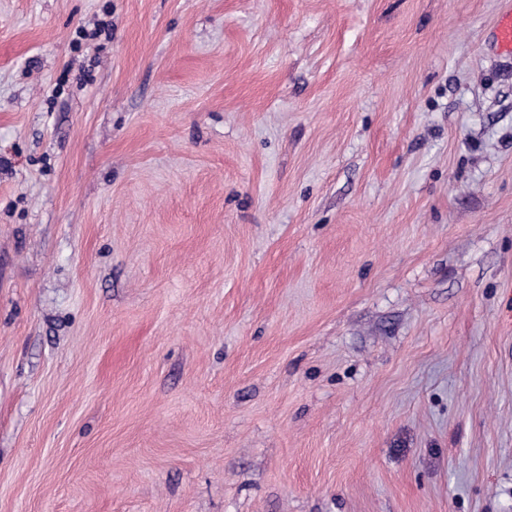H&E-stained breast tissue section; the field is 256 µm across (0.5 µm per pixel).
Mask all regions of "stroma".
Here are the masks:
<instances>
[{
  "label": "stroma",
  "mask_w": 512,
  "mask_h": 512,
  "mask_svg": "<svg viewBox=\"0 0 512 512\" xmlns=\"http://www.w3.org/2000/svg\"><path fill=\"white\" fill-rule=\"evenodd\" d=\"M504 5L0 0V512H512Z\"/></svg>",
  "instance_id": "35a3bbf8"
}]
</instances>
